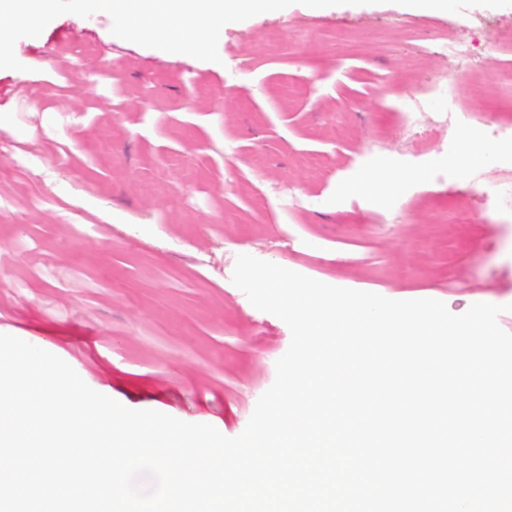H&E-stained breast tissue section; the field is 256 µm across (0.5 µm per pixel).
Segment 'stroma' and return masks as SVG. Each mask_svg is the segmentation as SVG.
Returning <instances> with one entry per match:
<instances>
[{
    "instance_id": "35a3bbf8",
    "label": "stroma",
    "mask_w": 512,
    "mask_h": 512,
    "mask_svg": "<svg viewBox=\"0 0 512 512\" xmlns=\"http://www.w3.org/2000/svg\"><path fill=\"white\" fill-rule=\"evenodd\" d=\"M111 26L61 15L16 42L22 70L0 69V333L128 408L228 437L291 342L233 285L238 255L455 314L501 305L512 333V203L485 191L507 160L490 104L512 101V65L491 35L512 7L294 4L226 24L216 63ZM445 83L409 122L406 103ZM466 136L480 163L461 162Z\"/></svg>"
}]
</instances>
